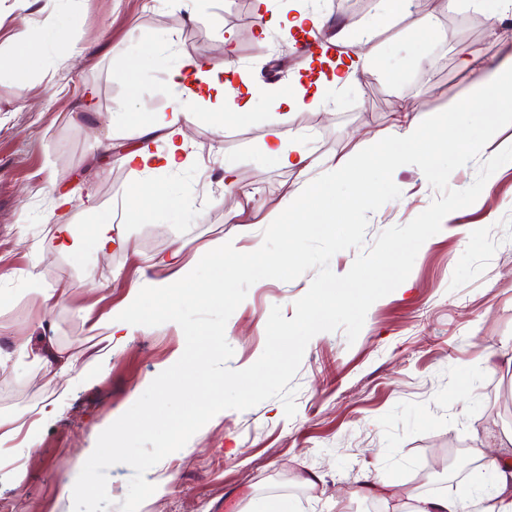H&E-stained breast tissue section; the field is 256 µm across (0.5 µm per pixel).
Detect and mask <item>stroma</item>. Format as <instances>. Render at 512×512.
Listing matches in <instances>:
<instances>
[{
	"label": "stroma",
	"instance_id": "1",
	"mask_svg": "<svg viewBox=\"0 0 512 512\" xmlns=\"http://www.w3.org/2000/svg\"><path fill=\"white\" fill-rule=\"evenodd\" d=\"M306 0H0V57L26 48L31 32L63 7L81 23L59 41L36 49L20 79L0 81V350L15 338L60 358L82 359L97 337L85 308L121 306L129 288L163 281L205 252L232 225L236 195L248 194L247 251L263 237L262 220L289 189L318 177V169H286L265 153L270 109L257 99L243 119L221 118L199 105L188 129L193 167L156 173L184 201L159 221L126 216L108 254L76 260L61 252L57 224L94 223L97 212L120 210L145 173L121 156L143 142L136 124L116 125V112L171 113L167 66L190 58L264 76L270 61L289 55L280 81L305 57L283 46L266 26L269 12H292ZM432 22L419 30L421 19ZM352 55L375 51L371 74L344 89L334 111H289L292 145L314 158L351 157L386 137L401 114L421 106L440 112L466 95L479 69L512 47V5L497 18L470 0H407L404 12L381 27L373 43L348 35ZM81 54L71 58V48ZM165 48L154 56L155 48ZM232 173H225V163ZM405 197L369 216L365 247L389 227L409 223L436 198L423 172L399 167ZM91 188L92 203L61 193ZM472 227V236L460 226ZM184 249L169 255L175 243ZM108 272L106 289L92 280ZM60 289L46 308L31 291ZM312 273L291 282L252 285L228 319L232 369L261 356L273 306L293 317ZM185 348L178 324L155 319L114 346L103 376L68 385L24 366L0 371V421H12L49 400L60 405L34 446L24 435L8 475L0 477V512H73L64 490L99 434L125 413ZM297 411L286 417L280 399L216 414L179 451L157 465L163 490L139 512H262L288 502L292 512H391L381 496L351 497L363 479L395 481L401 495H418L420 473L454 448L483 457L512 433V163L487 180L470 206L450 213L419 250L402 287L377 300L348 342L344 331L322 332L308 343L292 381Z\"/></svg>",
	"mask_w": 512,
	"mask_h": 512
}]
</instances>
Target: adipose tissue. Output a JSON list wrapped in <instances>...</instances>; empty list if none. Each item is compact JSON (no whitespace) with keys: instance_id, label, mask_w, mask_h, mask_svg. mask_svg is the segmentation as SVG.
I'll return each mask as SVG.
<instances>
[{"instance_id":"obj_1","label":"adipose tissue","mask_w":512,"mask_h":512,"mask_svg":"<svg viewBox=\"0 0 512 512\" xmlns=\"http://www.w3.org/2000/svg\"><path fill=\"white\" fill-rule=\"evenodd\" d=\"M372 66L371 55L359 57L352 70L345 74L317 81L314 90H296L293 82H286L276 90L264 91L256 80H245L238 86H231L225 80L223 67L201 63L192 59H179L169 66L178 110L166 118L154 114L143 117L139 128L142 132L161 131L166 149L161 153H149L135 149L122 156L123 164L145 171H167L188 165L184 153V126L193 122L198 106L204 100L216 98L223 102L225 113L239 117L247 114L258 96H266L273 110L270 140L265 148L279 165L304 170L315 167L316 162L308 155L291 148V135L287 129L286 111L291 107L328 108L337 101V96L349 84L367 74ZM484 102L489 106L486 115L490 123L507 118L508 107L512 106V54L505 57L490 73L478 80L469 96L453 106L455 113L469 112L474 103ZM386 156L396 159L406 154L418 155L426 165H434L445 148H459L460 140L449 139L448 120L442 116L426 117L424 111L415 108L405 113L403 121L391 131ZM350 163L347 158L327 159L325 171L317 181L299 185L289 191L277 213L268 219L269 224H281L283 218L293 217L298 224H319L323 212L318 206L322 189L344 179ZM172 191L166 183L159 181L136 184L128 200V208L134 215L150 217L174 207ZM114 218L111 212L98 213L95 224L84 230L73 225L60 224L56 227V238L62 252L71 257H81L87 247L97 252L108 253L114 239ZM236 233H229L215 241L210 250L196 257V265L215 268L219 279H227L236 273H252L253 260L241 258L236 246ZM218 296L211 286L198 281L194 268H181L170 279L160 282H142L130 287L126 303L122 308L101 314L94 322V330L101 336L91 357L85 363L69 359L59 361L52 355L33 353L28 366L30 369L52 377L68 376L70 382L85 381L90 372H103L112 357L113 345L132 335L136 325L146 314L164 320L178 317V306L185 301H201L207 304L217 301ZM494 473L492 491L476 493L475 496L453 497L417 496L408 504L406 512H469L470 505H477L478 512H512V461L493 456L486 463Z\"/></svg>"}]
</instances>
